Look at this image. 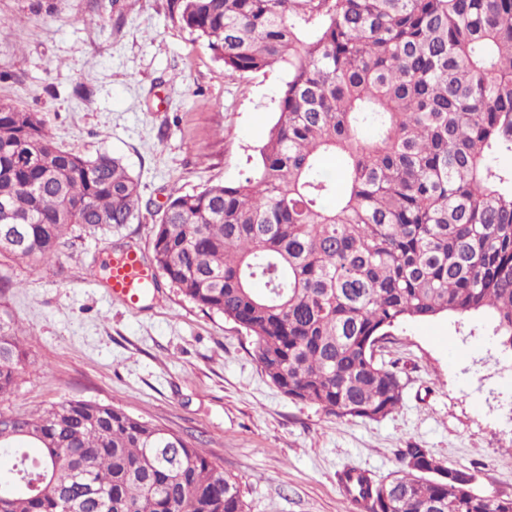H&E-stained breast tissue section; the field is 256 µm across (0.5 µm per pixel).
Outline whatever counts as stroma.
I'll return each instance as SVG.
<instances>
[{"mask_svg":"<svg viewBox=\"0 0 512 512\" xmlns=\"http://www.w3.org/2000/svg\"><path fill=\"white\" fill-rule=\"evenodd\" d=\"M168 3L0 0V103L40 113L61 149L121 158L141 192L132 223L72 227L54 264L0 256L28 353L5 409L86 400L200 439L239 481L246 512H353L337 472L355 466L385 479L411 443L470 470L478 493L512 496V351L494 336L490 313L389 328L375 358L400 370L403 399L369 420L280 393L255 337L198 308L163 274L136 310L111 300L110 263L131 247L150 255L169 194L249 174L287 77H225Z\"/></svg>","mask_w":512,"mask_h":512,"instance_id":"1","label":"stroma"}]
</instances>
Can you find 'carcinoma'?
<instances>
[{
	"mask_svg": "<svg viewBox=\"0 0 512 512\" xmlns=\"http://www.w3.org/2000/svg\"><path fill=\"white\" fill-rule=\"evenodd\" d=\"M171 3L224 76L287 78L251 174L169 196L152 266L256 337L282 394L336 417L400 406L399 371L373 354L399 322L490 310L512 349V169L496 164L512 153V0ZM140 206L119 159L63 150L39 113L0 103V238L21 228L0 254L50 264L73 226L119 227ZM25 357L0 310L1 400ZM0 451V512H245L199 446L112 405L0 411ZM399 455L384 480L337 473L355 512H512L429 449Z\"/></svg>",
	"mask_w": 512,
	"mask_h": 512,
	"instance_id": "obj_1",
	"label": "carcinoma"
}]
</instances>
